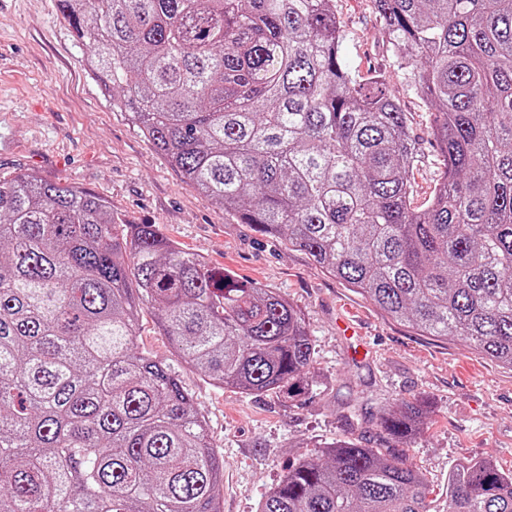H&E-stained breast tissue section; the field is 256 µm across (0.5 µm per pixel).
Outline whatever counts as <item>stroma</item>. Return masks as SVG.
Wrapping results in <instances>:
<instances>
[{
	"mask_svg": "<svg viewBox=\"0 0 512 512\" xmlns=\"http://www.w3.org/2000/svg\"><path fill=\"white\" fill-rule=\"evenodd\" d=\"M336 15L349 72L363 83L384 73L419 141L424 165L414 173L413 204L422 206L435 185L430 105L395 63L370 0H336ZM84 59V47L56 17L55 0H0V177L31 173L78 186L132 223L161 225L188 252L298 305L314 336L318 382L306 402L291 405L274 393L213 385L181 363L154 313L142 312L138 348L176 373L224 461L221 512H258L294 458L346 433L372 448L391 447L377 412L420 396L431 413L402 456L426 474L436 512L446 506L454 464L489 455L512 472V370L388 318L306 253L261 236L197 193L112 110ZM353 412L352 429L346 418Z\"/></svg>",
	"mask_w": 512,
	"mask_h": 512,
	"instance_id": "1",
	"label": "stroma"
}]
</instances>
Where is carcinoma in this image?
Masks as SVG:
<instances>
[{
    "instance_id": "obj_1",
    "label": "carcinoma",
    "mask_w": 512,
    "mask_h": 512,
    "mask_svg": "<svg viewBox=\"0 0 512 512\" xmlns=\"http://www.w3.org/2000/svg\"><path fill=\"white\" fill-rule=\"evenodd\" d=\"M112 108L224 213L306 252L385 315L512 370V0H373L433 107L439 166L383 76L341 57L334 0H57ZM157 312L186 364L242 394L312 392L300 308L106 199L0 177V512H221L224 464L178 378L135 342ZM429 403L376 415L401 447ZM428 481L349 437L301 456L259 512H433ZM446 512H512L487 456Z\"/></svg>"
}]
</instances>
